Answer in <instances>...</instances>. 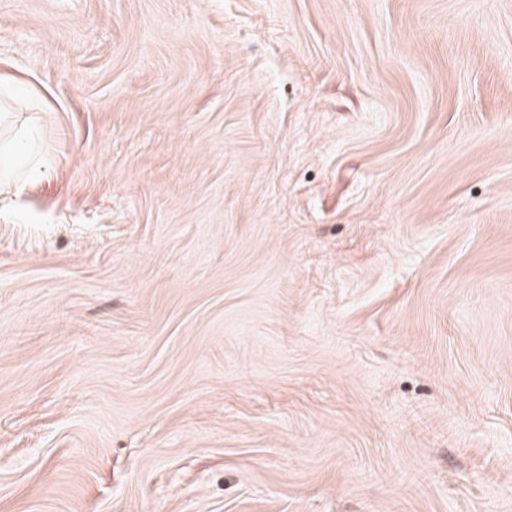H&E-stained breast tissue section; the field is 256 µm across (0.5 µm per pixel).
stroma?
Returning <instances> with one entry per match:
<instances>
[{"label":"stroma","mask_w":512,"mask_h":512,"mask_svg":"<svg viewBox=\"0 0 512 512\" xmlns=\"http://www.w3.org/2000/svg\"><path fill=\"white\" fill-rule=\"evenodd\" d=\"M0 512H512V0H0Z\"/></svg>","instance_id":"obj_1"}]
</instances>
